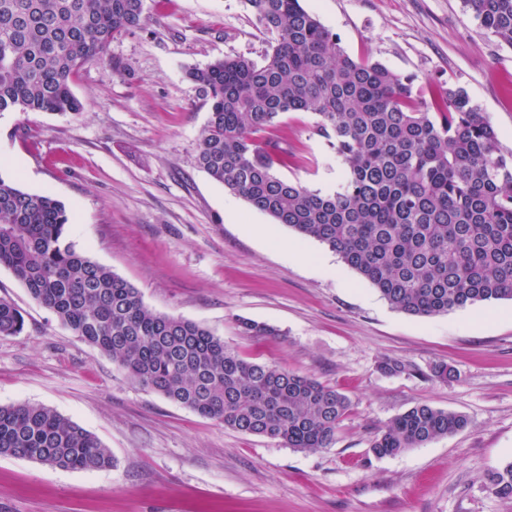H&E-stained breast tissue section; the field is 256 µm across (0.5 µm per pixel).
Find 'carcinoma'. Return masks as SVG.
Segmentation results:
<instances>
[{
  "label": "carcinoma",
  "mask_w": 512,
  "mask_h": 512,
  "mask_svg": "<svg viewBox=\"0 0 512 512\" xmlns=\"http://www.w3.org/2000/svg\"><path fill=\"white\" fill-rule=\"evenodd\" d=\"M266 35L263 63L236 57L191 67L209 104L196 161L252 208L334 252L390 305L429 317L512 300V151L462 87L421 98L412 76L353 59L300 0H243ZM512 46V0H463ZM145 0H0V112L82 111L74 75L117 37L142 27ZM290 112H312L342 170L324 193L281 177L288 143L259 138ZM65 206L0 176V267L80 340L138 384L238 432L316 452L332 446L346 395L304 376L241 358L207 328L159 313L110 268L65 240ZM25 318L0 298V336ZM466 416L418 404L374 438L395 456L456 433ZM63 470L112 467L109 450L56 411L0 405V456ZM512 499V461L489 475Z\"/></svg>",
  "instance_id": "obj_1"
}]
</instances>
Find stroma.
<instances>
[{
    "mask_svg": "<svg viewBox=\"0 0 512 512\" xmlns=\"http://www.w3.org/2000/svg\"><path fill=\"white\" fill-rule=\"evenodd\" d=\"M302 4L354 59L464 88L512 151V46L485 34L463 0ZM146 12L74 77L83 112H0V175L61 201L67 241L147 306L206 327L247 360L338 389L350 409L317 452L225 428L136 383L0 267V298L25 317L21 334L0 336V405L49 407L114 460L88 472L0 456V512H512L488 488L512 460V301L397 311L325 246L214 181L196 163L209 106L186 72L227 56L263 62L269 39L241 0H146ZM315 122L281 118L274 134L295 152L281 174L328 192L339 169ZM387 357L410 372L383 374ZM441 362L445 382L431 376ZM419 403L469 424L374 457L375 434Z\"/></svg>",
    "mask_w": 512,
    "mask_h": 512,
    "instance_id": "35a3bbf8",
    "label": "stroma"
}]
</instances>
